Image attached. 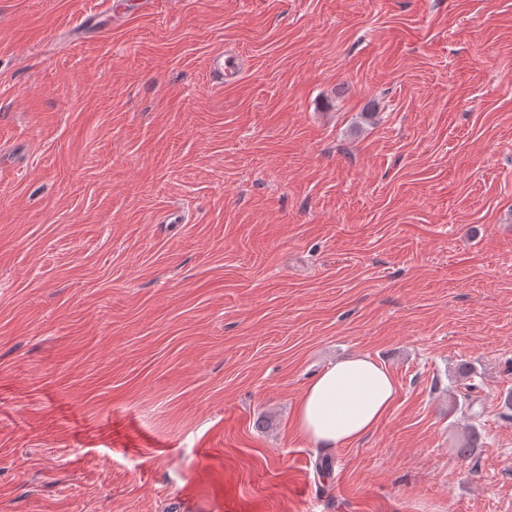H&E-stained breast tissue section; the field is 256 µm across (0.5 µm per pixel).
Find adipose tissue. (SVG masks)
I'll use <instances>...</instances> for the list:
<instances>
[{
  "label": "adipose tissue",
  "instance_id": "ef3b65f1",
  "mask_svg": "<svg viewBox=\"0 0 512 512\" xmlns=\"http://www.w3.org/2000/svg\"><path fill=\"white\" fill-rule=\"evenodd\" d=\"M395 397L390 372L370 355L354 354L329 364L306 385L292 424L315 446H350L377 429Z\"/></svg>",
  "mask_w": 512,
  "mask_h": 512
}]
</instances>
